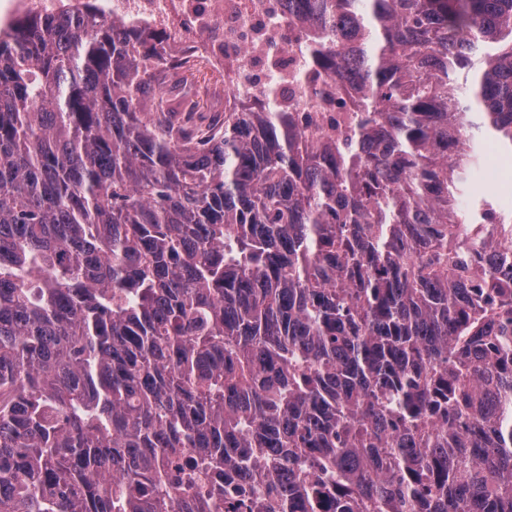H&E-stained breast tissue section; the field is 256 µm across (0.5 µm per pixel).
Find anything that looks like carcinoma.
I'll use <instances>...</instances> for the list:
<instances>
[{
  "instance_id": "obj_1",
  "label": "carcinoma",
  "mask_w": 512,
  "mask_h": 512,
  "mask_svg": "<svg viewBox=\"0 0 512 512\" xmlns=\"http://www.w3.org/2000/svg\"><path fill=\"white\" fill-rule=\"evenodd\" d=\"M288 13L342 142L92 3L0 27V512H512V211L459 204L512 0Z\"/></svg>"
}]
</instances>
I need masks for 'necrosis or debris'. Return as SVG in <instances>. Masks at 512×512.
<instances>
[{
    "mask_svg": "<svg viewBox=\"0 0 512 512\" xmlns=\"http://www.w3.org/2000/svg\"><path fill=\"white\" fill-rule=\"evenodd\" d=\"M106 17L134 24L148 48L184 53L224 82V109L239 112L276 94L288 111L308 110L295 77L310 64L308 38L289 36L280 0H98Z\"/></svg>",
    "mask_w": 512,
    "mask_h": 512,
    "instance_id": "1",
    "label": "necrosis or debris"
}]
</instances>
